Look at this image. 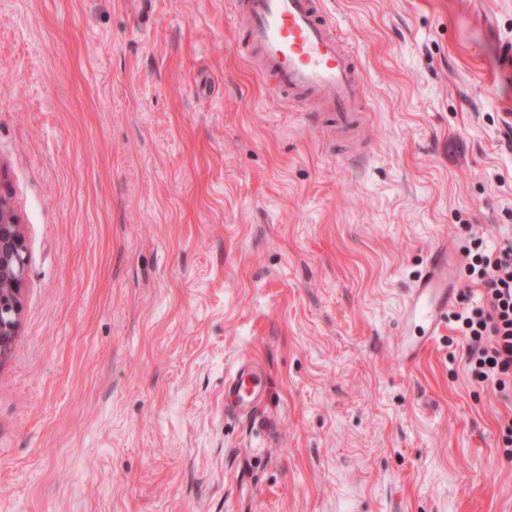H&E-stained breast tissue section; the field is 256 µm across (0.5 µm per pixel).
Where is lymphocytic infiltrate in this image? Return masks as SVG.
Listing matches in <instances>:
<instances>
[{"label":"lymphocytic infiltrate","instance_id":"1","mask_svg":"<svg viewBox=\"0 0 512 512\" xmlns=\"http://www.w3.org/2000/svg\"><path fill=\"white\" fill-rule=\"evenodd\" d=\"M465 274L481 285L482 297L467 303L454 319L467 342L472 378L493 383L512 399V237L500 238L493 249L473 239L465 251Z\"/></svg>","mask_w":512,"mask_h":512}]
</instances>
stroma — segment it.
I'll list each match as a JSON object with an SVG mask.
<instances>
[{"label":"stroma","instance_id":"35a3bbf8","mask_svg":"<svg viewBox=\"0 0 512 512\" xmlns=\"http://www.w3.org/2000/svg\"><path fill=\"white\" fill-rule=\"evenodd\" d=\"M326 2L351 140L254 75L235 0H0V512H512L454 320L392 351L437 243L512 233V0ZM26 264L23 225L0 194V363L18 335ZM266 374L254 362H241L226 376L224 408L237 416L251 417L263 403Z\"/></svg>","mask_w":512,"mask_h":512}]
</instances>
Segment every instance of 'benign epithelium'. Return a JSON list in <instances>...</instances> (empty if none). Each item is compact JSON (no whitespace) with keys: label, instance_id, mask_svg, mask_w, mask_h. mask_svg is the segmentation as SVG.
<instances>
[{"label":"benign epithelium","instance_id":"1","mask_svg":"<svg viewBox=\"0 0 512 512\" xmlns=\"http://www.w3.org/2000/svg\"><path fill=\"white\" fill-rule=\"evenodd\" d=\"M27 264L23 225L0 195V362L18 335Z\"/></svg>","mask_w":512,"mask_h":512}]
</instances>
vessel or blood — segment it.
Returning a JSON list of instances; mask_svg holds the SVG:
<instances>
[{
    "mask_svg": "<svg viewBox=\"0 0 512 512\" xmlns=\"http://www.w3.org/2000/svg\"><path fill=\"white\" fill-rule=\"evenodd\" d=\"M235 11L248 32L257 74L274 77L277 94L314 100L340 130L361 125L366 83L358 61L336 36L324 0H235ZM454 254L448 244H436L404 298L393 350L405 363L431 348L448 317ZM265 384L258 364L239 363L225 379V410L252 416L264 400Z\"/></svg>",
    "mask_w": 512,
    "mask_h": 512,
    "instance_id": "obj_1",
    "label": "vessel or blood"
}]
</instances>
